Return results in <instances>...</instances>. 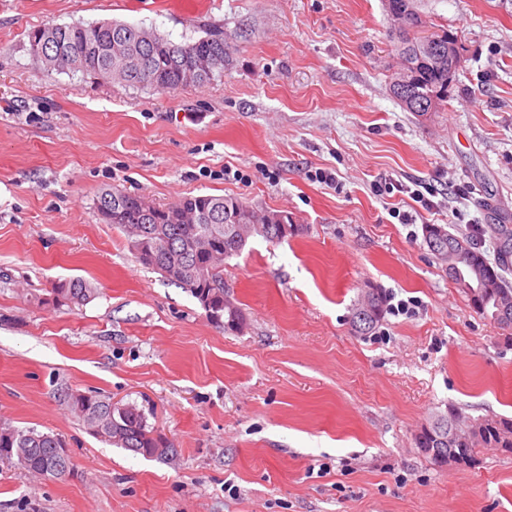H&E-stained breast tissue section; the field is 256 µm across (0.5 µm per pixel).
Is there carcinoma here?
<instances>
[{"label": "carcinoma", "instance_id": "cac0c4a2", "mask_svg": "<svg viewBox=\"0 0 512 512\" xmlns=\"http://www.w3.org/2000/svg\"><path fill=\"white\" fill-rule=\"evenodd\" d=\"M408 12L411 21L400 33L392 36L397 55H410L417 64L413 97L406 107L408 112H434L448 99V70L435 66L431 58L418 56L422 41L410 37V31L424 26L415 10L414 0H397ZM149 39L148 56L132 61L125 47L144 43ZM40 40L48 45L51 68L67 67L71 61L81 66L85 77L117 81L138 86L146 81L149 87L173 92L182 85V71L177 60L185 51L214 54L221 63L216 72H224V32L217 31L188 43H178L155 32L116 22L101 21L88 25L52 24L39 27L29 34V41ZM144 195L116 187L103 190L97 198L96 208L105 223L125 235L136 260L147 268L159 271L167 281L186 289L198 300L210 319L224 323L231 330L235 321L242 320L241 309L224 301V260L240 254L247 240L235 239L224 232V224L210 221L213 215H227L238 224H250L254 235L270 243H278L277 227L264 223V216L249 203L232 197L215 195H187L177 203L158 205L148 212L142 206ZM443 233L445 241L463 243L451 251L444 250L435 258L447 267L461 264L482 273L477 281L478 312L502 325L504 321L495 313L497 297L502 292L512 294V283L505 273L512 270V229L506 224L488 226L494 244L495 259L489 260L486 251L468 235H457L447 227L427 224L423 233ZM169 240L170 248L159 253L154 237ZM94 288L82 278L60 281L51 289L58 303L81 305L95 295ZM372 317H352V330L367 335L377 328L386 313V298L374 289L371 294ZM70 412L79 418L100 440L117 448L159 460H169L178 450L165 443L161 435L147 425L144 414L132 405L114 403L107 397L77 394L68 400ZM438 431L452 436L446 445L437 444L431 435L419 432L415 447L435 465H441L439 455L453 448L459 452V468H474L479 464V449L498 448L512 453V420L481 417L464 418L450 406L448 413L433 419ZM65 447L54 434L34 429L0 427V461L14 462L40 478L60 479L70 473L59 449Z\"/></svg>", "mask_w": 512, "mask_h": 512}]
</instances>
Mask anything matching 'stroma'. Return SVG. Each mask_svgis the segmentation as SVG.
<instances>
[{
    "label": "stroma",
    "mask_w": 512,
    "mask_h": 512,
    "mask_svg": "<svg viewBox=\"0 0 512 512\" xmlns=\"http://www.w3.org/2000/svg\"><path fill=\"white\" fill-rule=\"evenodd\" d=\"M419 11L464 59L424 114L389 90L383 0H0V427L59 436L74 464L44 480L0 462V512H512V454L460 470L413 444L452 405L512 418V329L477 313L423 241L442 224L488 250L480 228L512 225V0ZM103 20L179 43L223 31L224 71L162 92L29 52L39 25ZM319 168L342 191L312 181ZM385 177L407 192L374 195ZM109 187L162 205L234 196L301 230L225 260L244 316L227 331L100 221ZM73 277L97 295L53 303ZM369 287L413 313L353 335ZM77 392L136 406L177 457L95 438L68 409Z\"/></svg>",
    "instance_id": "stroma-1"
}]
</instances>
